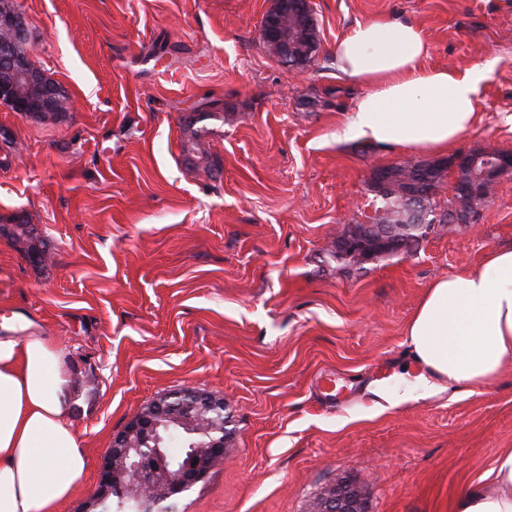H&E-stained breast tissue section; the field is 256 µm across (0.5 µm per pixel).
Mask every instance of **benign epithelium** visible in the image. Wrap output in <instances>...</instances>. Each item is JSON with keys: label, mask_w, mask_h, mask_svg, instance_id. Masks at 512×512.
Listing matches in <instances>:
<instances>
[{"label": "benign epithelium", "mask_w": 512, "mask_h": 512, "mask_svg": "<svg viewBox=\"0 0 512 512\" xmlns=\"http://www.w3.org/2000/svg\"><path fill=\"white\" fill-rule=\"evenodd\" d=\"M288 13L303 15L306 23L314 26L316 20L309 0H275L274 7L262 18L263 42L278 50V58L290 71H301L295 61V36L282 23ZM23 17L19 12L0 15V105L24 115H49L71 109L72 102L55 83L45 79L31 66L23 48ZM461 167L470 169V180L455 181L453 193L462 197H475L485 181L496 183L512 172V154L475 155L460 153L450 161L453 171ZM408 220L425 229L438 219L429 218L417 202L407 207ZM208 404L207 395L189 388V396L179 405H164L148 409L133 418L112 438V453L105 454L99 466L100 483L96 494L86 503L82 512H95L99 500L116 493L125 494V488L138 491L143 512H153L160 500L153 493V484L165 483L172 493L178 494L205 479L211 471V461L225 456L224 431L208 437L206 457L194 456L182 466L172 463L166 449L144 447L155 435L156 418L171 415L192 417V412ZM313 512H364L360 492L348 483L329 488L319 499Z\"/></svg>", "instance_id": "obj_1"}]
</instances>
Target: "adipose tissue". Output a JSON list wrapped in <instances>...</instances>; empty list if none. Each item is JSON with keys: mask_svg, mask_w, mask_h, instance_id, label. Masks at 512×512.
Masks as SVG:
<instances>
[{"mask_svg": "<svg viewBox=\"0 0 512 512\" xmlns=\"http://www.w3.org/2000/svg\"><path fill=\"white\" fill-rule=\"evenodd\" d=\"M429 44L411 20L353 26L336 45L338 72L369 91L344 133L380 145L440 152L471 128L485 74L430 68ZM424 391L494 383L512 365V247L486 252L479 269L435 280L407 327ZM63 353L45 336H0V512H54L87 460L60 400ZM455 512H512V449L459 495Z\"/></svg>", "mask_w": 512, "mask_h": 512, "instance_id": "obj_1", "label": "adipose tissue"}]
</instances>
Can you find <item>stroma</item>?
Returning a JSON list of instances; mask_svg holds the SVG:
<instances>
[{
  "label": "stroma",
  "instance_id": "1",
  "mask_svg": "<svg viewBox=\"0 0 512 512\" xmlns=\"http://www.w3.org/2000/svg\"><path fill=\"white\" fill-rule=\"evenodd\" d=\"M14 6L32 65L75 102L53 117L0 106V336L58 342L88 458L58 512H82L113 436L187 386L223 400L231 437L178 512H311L342 480L365 512H454L512 448V367L380 414L371 375L411 386L406 330L429 285L512 246V175L474 223L433 225L413 254L336 262L344 225L381 207L375 170L422 155L340 139L367 88L332 54L355 23L417 21L426 66L487 72L443 158L512 153V0H311L321 48L298 74L263 46L272 0ZM326 375L355 387L350 402L323 401Z\"/></svg>",
  "mask_w": 512,
  "mask_h": 512
}]
</instances>
